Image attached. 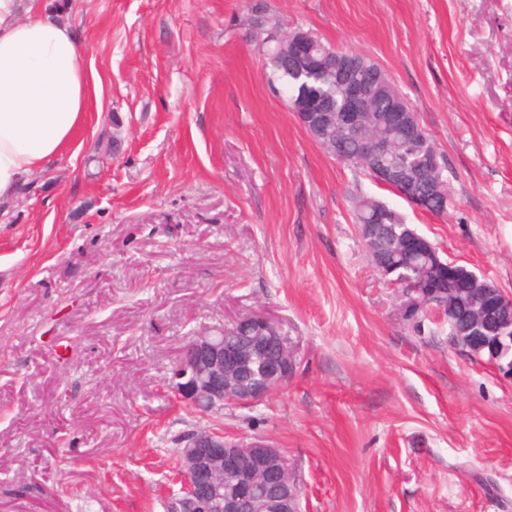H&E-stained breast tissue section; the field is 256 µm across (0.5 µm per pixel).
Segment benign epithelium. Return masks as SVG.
<instances>
[{"label": "benign epithelium", "instance_id": "benign-epithelium-1", "mask_svg": "<svg viewBox=\"0 0 512 512\" xmlns=\"http://www.w3.org/2000/svg\"><path fill=\"white\" fill-rule=\"evenodd\" d=\"M288 55L299 61L301 79L318 66L307 40H290ZM367 62L362 57L341 55L336 60L334 81L344 104L316 97L299 104L296 112L310 138L324 139L336 126L357 129L366 113L380 106L391 113L394 125L406 131L407 139L423 137V128L402 105L372 100V89L364 80ZM374 137L362 138L360 159L371 161L383 151ZM381 179L404 186L402 196L412 206L440 193V186L410 177L391 167L381 170ZM488 293L490 322L499 321L504 300L492 282L480 283ZM237 325L280 328L274 317L255 311L234 320ZM184 360L168 385L180 400H187L201 413L218 412L226 406L251 407L288 379L297 347L286 336H254L244 346H224V328L208 329L190 337ZM180 488L166 496L165 512H300L301 486L293 475L286 454L260 438L232 439L214 428L186 431L178 452Z\"/></svg>", "mask_w": 512, "mask_h": 512}]
</instances>
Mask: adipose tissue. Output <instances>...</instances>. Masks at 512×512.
Wrapping results in <instances>:
<instances>
[{
  "label": "adipose tissue",
  "mask_w": 512,
  "mask_h": 512,
  "mask_svg": "<svg viewBox=\"0 0 512 512\" xmlns=\"http://www.w3.org/2000/svg\"><path fill=\"white\" fill-rule=\"evenodd\" d=\"M103 81L48 0H0V204L66 154Z\"/></svg>",
  "instance_id": "ef3b65f1"
}]
</instances>
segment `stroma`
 <instances>
[{
	"mask_svg": "<svg viewBox=\"0 0 512 512\" xmlns=\"http://www.w3.org/2000/svg\"><path fill=\"white\" fill-rule=\"evenodd\" d=\"M103 78L72 155L0 208V512H164L174 437L265 438L301 512H512V378L415 332L361 193L512 298V0H52ZM307 31L386 70L445 157L446 213L312 141L266 55ZM297 343L257 405L167 379L254 311Z\"/></svg>",
	"mask_w": 512,
	"mask_h": 512,
	"instance_id": "1",
	"label": "stroma"
}]
</instances>
